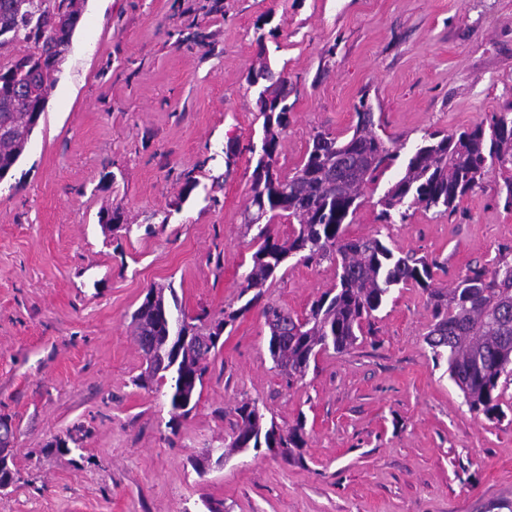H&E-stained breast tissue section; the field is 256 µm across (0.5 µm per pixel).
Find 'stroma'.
<instances>
[{"label": "stroma", "mask_w": 512, "mask_h": 512, "mask_svg": "<svg viewBox=\"0 0 512 512\" xmlns=\"http://www.w3.org/2000/svg\"><path fill=\"white\" fill-rule=\"evenodd\" d=\"M86 0L47 108L0 182V419L14 481L0 512H512V380L501 417L469 411L425 338L427 291H390L375 333L287 380L260 310L224 330L196 407L169 428L131 315L172 285L189 316L240 307L254 248L243 225L261 138L258 56L288 76L283 173L313 128L352 135L359 105L383 140L416 145L512 106V0ZM197 185L184 193V173ZM395 165L348 226L379 229ZM498 174L453 214L415 210L395 250L438 259L435 286L512 255ZM122 204L125 229L101 211ZM336 282L330 262L289 260L266 292L297 315ZM281 430L304 420L294 461L267 448L198 473L243 402Z\"/></svg>", "instance_id": "obj_1"}]
</instances>
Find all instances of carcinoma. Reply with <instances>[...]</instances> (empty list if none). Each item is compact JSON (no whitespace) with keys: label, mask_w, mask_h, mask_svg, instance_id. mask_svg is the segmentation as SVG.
Instances as JSON below:
<instances>
[{"label":"carcinoma","mask_w":512,"mask_h":512,"mask_svg":"<svg viewBox=\"0 0 512 512\" xmlns=\"http://www.w3.org/2000/svg\"><path fill=\"white\" fill-rule=\"evenodd\" d=\"M85 0H0V48L21 39L28 50L0 64V176H9L33 134V112L38 97L30 86L51 89L53 74L65 60L79 26ZM263 118L261 145L250 142L242 150L258 155L252 173L251 196L244 218L246 231L257 246L252 265L240 284L239 297H247L239 309L224 313L222 323L235 321L261 307L270 328L268 350L277 368L288 379L301 378L317 356L330 349L343 352L358 337L372 332V320L390 290L417 285L429 291L433 319L426 342L433 358L446 357L450 379L473 412L487 418L501 415L497 393L499 380L512 374V262L501 257L489 266L475 265L451 287L434 288V272L441 269L435 258L398 255L375 234L352 238V223L364 187L377 183L404 149L386 145L373 131L371 112H358L352 137L341 140L315 129L301 164L285 174L279 164L278 142L288 126L291 105L286 99L258 95ZM507 173L500 187L504 208L512 210V112L491 115L482 123L439 136L429 133L408 154L404 172L378 200L377 220L383 227L403 224L412 208L439 215L454 212L459 202L482 187L492 173ZM297 221L291 237L275 239L268 215ZM296 257L305 264L328 260L336 265V285L313 302L299 317L264 301L266 288L278 278L285 262ZM185 312L169 302L165 289H152L132 315L141 350L155 355L147 362L137 385L170 381V405L177 410L197 405L195 397L208 371L211 350L175 352L167 320ZM207 312L190 318L193 336H213L204 323ZM229 448L302 447L303 424L282 432L266 425L255 402L237 410Z\"/></svg>","instance_id":"1"}]
</instances>
